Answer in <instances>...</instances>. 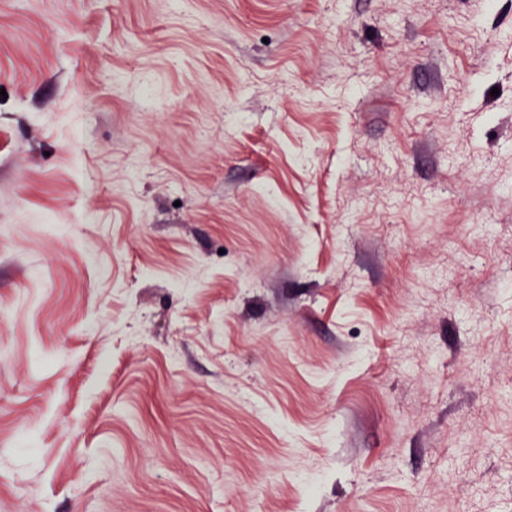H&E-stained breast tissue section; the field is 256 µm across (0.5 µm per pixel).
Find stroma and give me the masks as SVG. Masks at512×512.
Masks as SVG:
<instances>
[{
    "mask_svg": "<svg viewBox=\"0 0 512 512\" xmlns=\"http://www.w3.org/2000/svg\"><path fill=\"white\" fill-rule=\"evenodd\" d=\"M0 89V512H512V0H0Z\"/></svg>",
    "mask_w": 512,
    "mask_h": 512,
    "instance_id": "obj_1",
    "label": "stroma"
}]
</instances>
